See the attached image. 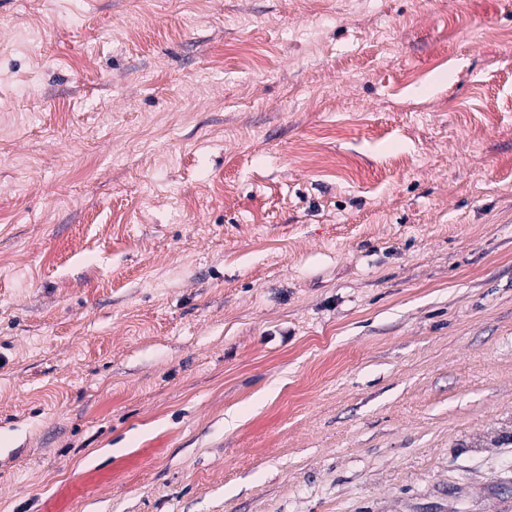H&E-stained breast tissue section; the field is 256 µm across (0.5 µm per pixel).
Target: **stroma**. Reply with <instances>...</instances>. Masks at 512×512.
<instances>
[{
  "instance_id": "1",
  "label": "stroma",
  "mask_w": 512,
  "mask_h": 512,
  "mask_svg": "<svg viewBox=\"0 0 512 512\" xmlns=\"http://www.w3.org/2000/svg\"><path fill=\"white\" fill-rule=\"evenodd\" d=\"M512 0H0V512H512Z\"/></svg>"
}]
</instances>
